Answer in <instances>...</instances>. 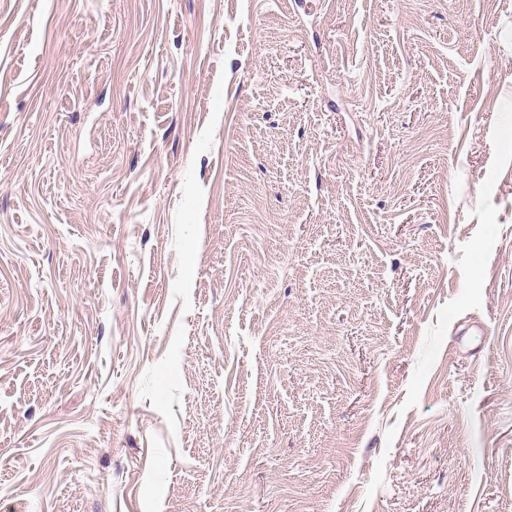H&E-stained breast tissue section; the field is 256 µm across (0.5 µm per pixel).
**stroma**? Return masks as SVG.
Instances as JSON below:
<instances>
[{
    "label": "stroma",
    "mask_w": 512,
    "mask_h": 512,
    "mask_svg": "<svg viewBox=\"0 0 512 512\" xmlns=\"http://www.w3.org/2000/svg\"><path fill=\"white\" fill-rule=\"evenodd\" d=\"M0 512H512V0H0Z\"/></svg>",
    "instance_id": "obj_1"
}]
</instances>
